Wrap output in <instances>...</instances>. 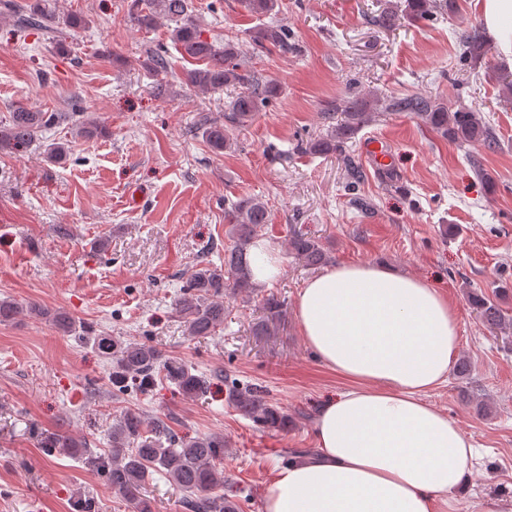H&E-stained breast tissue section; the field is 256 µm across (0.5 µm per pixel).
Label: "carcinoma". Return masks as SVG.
Masks as SVG:
<instances>
[{
  "mask_svg": "<svg viewBox=\"0 0 512 512\" xmlns=\"http://www.w3.org/2000/svg\"><path fill=\"white\" fill-rule=\"evenodd\" d=\"M245 10L254 15H267L278 7V0H242ZM448 3L438 0H405L404 12L413 20H428ZM130 21L141 30L154 28L160 16L176 22L171 39L181 55L194 68L184 71V84L200 90L218 92L233 86L235 96L229 102L224 118L208 114L198 119L202 138L209 148L222 152L230 137L224 123L240 124L265 107L279 93L273 80H262L238 72L233 63L235 47L229 40L222 45L203 38L192 0H129ZM16 26L22 30L35 29L50 39L60 37L63 30L72 32L87 25L79 16L60 17L51 0H28L24 9L14 15ZM399 21V14L385 7L374 15L373 22L390 29ZM256 46L269 51L288 49V33L280 26L258 27L251 32ZM463 54L479 57L493 49L481 28L476 27L460 39ZM382 110L406 114L421 120L448 141L459 146L481 142L489 149L496 147L491 127L479 112L468 109L452 110L443 102L417 94L393 97L378 109L364 97L354 96L344 101V119L329 133L300 144L311 154H337L344 159L348 189H355L362 174L355 161L345 155V144L368 122L371 113ZM62 114L40 112L18 107L11 112L7 123L0 124V151L24 148L33 143L39 133L55 126ZM230 224L229 235L234 245L224 250V266L196 265L187 273L185 285L175 300V312L182 320L186 335L195 339L212 336L224 325V291L250 293L253 283L250 249L265 226L270 223L268 204L256 196H243L231 203L225 213ZM288 250L294 259L307 268L325 265L329 257L321 244L300 231H292ZM470 305L476 316L491 330L507 332L512 324L506 320L498 302L483 294L471 293ZM281 302L270 296L266 308L270 318L254 324L257 336H269L270 322L281 312ZM23 305L14 299H0V322L14 318ZM31 313L48 320L57 330L71 335L76 322L62 310L49 311L35 304ZM94 351L111 365L112 392L125 393L130 388L139 391L156 385L157 370L187 397H195L205 389L203 376L193 373V367L177 358H164L154 347L135 339L99 334L87 336ZM231 404L240 414L270 431L288 430V414L268 401L256 388L229 389ZM46 454L67 455L104 476L107 486L121 495L132 512H156L157 506L146 495V486L153 475L167 478L181 493L180 506L185 512H241L239 503L224 495V471L215 460L224 454V437H179L160 418H148L136 409L120 413L112 425L110 450L97 453L86 441L60 433L38 434Z\"/></svg>",
  "mask_w": 512,
  "mask_h": 512,
  "instance_id": "1",
  "label": "carcinoma"
}]
</instances>
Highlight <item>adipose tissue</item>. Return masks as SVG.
<instances>
[{
    "label": "adipose tissue",
    "mask_w": 512,
    "mask_h": 512,
    "mask_svg": "<svg viewBox=\"0 0 512 512\" xmlns=\"http://www.w3.org/2000/svg\"><path fill=\"white\" fill-rule=\"evenodd\" d=\"M512 54V0H481ZM302 336L347 386L319 410L318 455L281 469L263 512H448L474 445L426 399L448 381L458 315L424 279L382 264L331 267L295 307Z\"/></svg>",
    "instance_id": "adipose-tissue-1"
}]
</instances>
